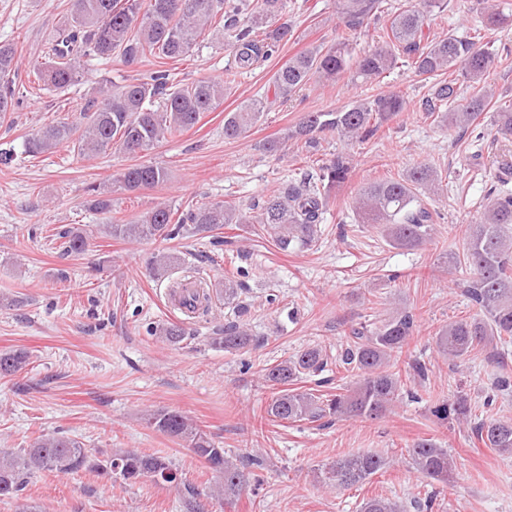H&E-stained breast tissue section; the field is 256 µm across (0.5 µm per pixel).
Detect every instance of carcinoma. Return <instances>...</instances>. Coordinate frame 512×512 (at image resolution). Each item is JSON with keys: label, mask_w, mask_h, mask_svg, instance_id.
<instances>
[{"label": "carcinoma", "mask_w": 512, "mask_h": 512, "mask_svg": "<svg viewBox=\"0 0 512 512\" xmlns=\"http://www.w3.org/2000/svg\"><path fill=\"white\" fill-rule=\"evenodd\" d=\"M385 0H335L345 35L329 45L307 48L290 57L274 72L275 94L286 100L315 82L334 86L344 77L368 84L391 72L404 61L417 77H437L424 103V111L440 113V122L451 128H471L492 102L484 86L497 62L492 47L453 34L429 38L425 28L430 17L448 9L449 0H411L388 8ZM281 0H254L230 4L225 0H70L64 25L50 40L44 62L35 76L45 86L63 89L78 81L80 59L87 56L110 59L116 54L126 63L148 56L183 59L192 54L199 38L213 29L224 34L237 67L249 68L270 55L287 39L291 28L280 22ZM471 10L486 26L501 28L512 21L501 0H472ZM383 36L357 52L353 41L375 27ZM17 52L0 44V119L14 111L21 90ZM458 71L478 86L470 97L459 100L452 80L440 76ZM224 102V82L201 79L176 85L166 70H155L142 78L114 84L104 79L80 104V121L51 122L28 134L25 151L36 157L58 147H70L92 158L120 152H148L163 140L184 133L198 123L201 114ZM407 107L399 92H380L346 106L306 112L288 128L284 139L293 140L308 153L320 151L321 140L334 135L350 144L375 138L383 124ZM266 111L261 98L246 99L224 118V136L242 137ZM496 133L512 136V103L495 112ZM348 157L342 153L323 162L318 169L320 186L309 176L288 182L244 212L232 205H201L182 213L161 203L123 224L110 223L106 232L123 240L173 239L184 234L211 232L226 224H262L283 251L293 245L308 248L318 239L326 199L349 177ZM167 168L158 164L130 165L112 176L111 185L94 189L95 207L112 210L110 195L134 193L167 182ZM442 176L431 166L417 163L402 176L367 183L355 195L353 209L363 224L376 225L393 247L418 249L429 243L438 212L431 201L439 195ZM61 249L70 254L84 252L88 236L80 229L58 233ZM177 262L172 255L153 256L149 266L161 276ZM448 272L465 271L460 285L465 298L476 308L468 318L442 327L436 336L441 354L462 361L472 352L506 345L512 340V190L495 189L477 219L468 225L462 252L445 255ZM173 296L190 312L206 313L211 294L200 281L184 280L173 286ZM416 329V315L396 310L380 323L352 330L353 345L345 351L340 366L360 371L359 379L344 393L315 395L293 387L304 377L324 370L325 354L308 348L293 358L265 369L264 380L281 390L265 409L266 419L276 423L318 422L328 425L343 419H378L406 396L417 393L404 387L398 355L409 344ZM177 344L185 329L169 323L155 330ZM252 341L245 324L224 326L215 339L226 351H240ZM29 364L23 349L0 352V376H12ZM441 421L472 422L471 407L464 396L434 407ZM155 430L182 440L213 474L205 491L179 475L172 461L154 454L121 450L97 455L82 443L59 432L38 437L27 448L0 451V497L12 498L28 476L39 472L75 474L91 471L106 480L133 485L151 481L169 484L179 491L185 505L205 495L233 504L235 498L255 485L263 460L257 455L240 459L229 455L197 424L178 410L161 409L148 414ZM474 432L485 447L503 457L512 456V419H486L475 423ZM414 469L426 478L448 484L453 459L448 449L431 439L409 445ZM390 461L375 453L344 456L318 469L317 479L326 486L347 489L370 480L389 467ZM359 512H406L403 503L384 496L364 500Z\"/></svg>", "instance_id": "carcinoma-1"}]
</instances>
